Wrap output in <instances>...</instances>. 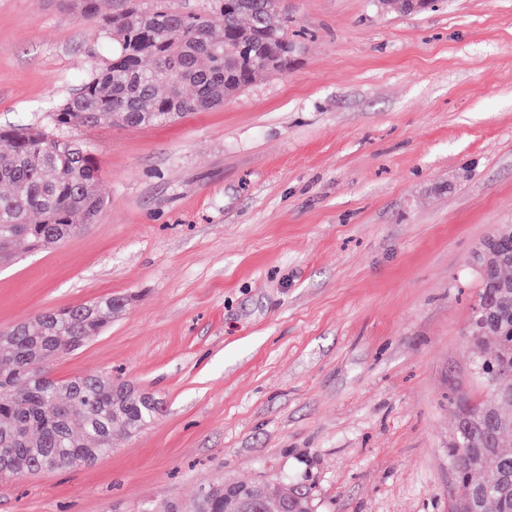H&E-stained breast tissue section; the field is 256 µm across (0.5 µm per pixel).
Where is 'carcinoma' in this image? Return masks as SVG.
Here are the masks:
<instances>
[{
  "mask_svg": "<svg viewBox=\"0 0 512 512\" xmlns=\"http://www.w3.org/2000/svg\"><path fill=\"white\" fill-rule=\"evenodd\" d=\"M211 13L186 14L170 0L144 8L130 0L102 24L112 55L78 92L53 110L62 128H90L101 117L126 126L173 122L224 104L264 74L286 71L296 45L288 40L281 0H211ZM97 160L74 141L38 129L0 130V262L25 242L43 250L85 231L102 209ZM480 289L468 336L497 338L477 360L488 398L464 404L448 440L458 512H512V230L481 244ZM126 307L110 296L54 309L0 332V475L25 476L92 465L112 451L114 429L133 434L154 420L159 401L145 404L133 387L105 375L56 379L52 365L99 336L106 319ZM80 431H75L74 423ZM487 473V481L475 480ZM183 512H224V485L201 490Z\"/></svg>",
  "mask_w": 512,
  "mask_h": 512,
  "instance_id": "carcinoma-1",
  "label": "carcinoma"
}]
</instances>
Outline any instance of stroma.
<instances>
[{
	"instance_id": "1",
	"label": "stroma",
	"mask_w": 512,
	"mask_h": 512,
	"mask_svg": "<svg viewBox=\"0 0 512 512\" xmlns=\"http://www.w3.org/2000/svg\"><path fill=\"white\" fill-rule=\"evenodd\" d=\"M121 0H0V129L112 53ZM300 50L223 106L70 130L99 163L94 224L0 265V332L129 304L55 362L162 405L93 466L0 481V512H139L287 479L316 512H452L448 439L486 398L472 257L512 224V0L391 12L286 0Z\"/></svg>"
}]
</instances>
